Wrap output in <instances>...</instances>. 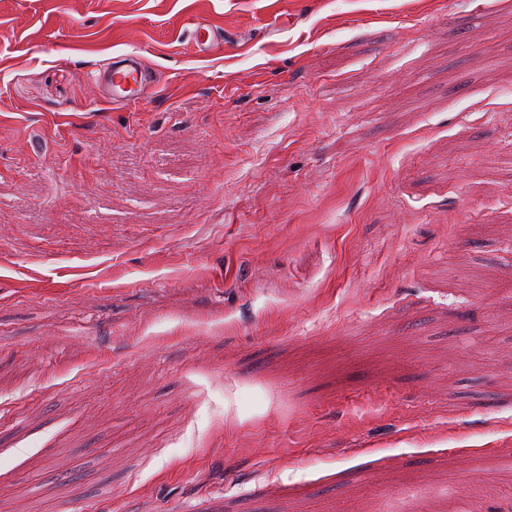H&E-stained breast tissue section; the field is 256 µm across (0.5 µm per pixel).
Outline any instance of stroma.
<instances>
[{
	"instance_id": "obj_1",
	"label": "stroma",
	"mask_w": 512,
	"mask_h": 512,
	"mask_svg": "<svg viewBox=\"0 0 512 512\" xmlns=\"http://www.w3.org/2000/svg\"><path fill=\"white\" fill-rule=\"evenodd\" d=\"M510 157L512 0H0V512H512ZM220 36L221 32L202 21L194 23L191 30V39L196 52L199 54L210 53L213 44L220 39ZM144 67L141 58L134 53L112 58V66L105 77V83L112 103L127 108H136L145 98L143 83Z\"/></svg>"
}]
</instances>
